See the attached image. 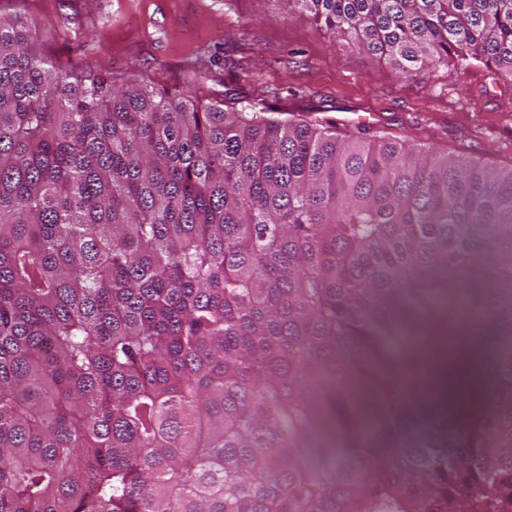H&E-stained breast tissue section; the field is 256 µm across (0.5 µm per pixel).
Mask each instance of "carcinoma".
<instances>
[{"label": "carcinoma", "instance_id": "obj_1", "mask_svg": "<svg viewBox=\"0 0 512 512\" xmlns=\"http://www.w3.org/2000/svg\"><path fill=\"white\" fill-rule=\"evenodd\" d=\"M512 81V0H284ZM0 18V512H512V169L61 67ZM492 332L454 408L397 379ZM339 444L303 460L321 416Z\"/></svg>", "mask_w": 512, "mask_h": 512}]
</instances>
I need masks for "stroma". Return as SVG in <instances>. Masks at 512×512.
I'll return each mask as SVG.
<instances>
[{
	"label": "stroma",
	"mask_w": 512,
	"mask_h": 512,
	"mask_svg": "<svg viewBox=\"0 0 512 512\" xmlns=\"http://www.w3.org/2000/svg\"><path fill=\"white\" fill-rule=\"evenodd\" d=\"M58 65L91 63L117 83L242 99L364 140L397 138L512 166V81L455 63L402 75L284 0H0ZM372 112V128L354 123Z\"/></svg>",
	"instance_id": "obj_1"
}]
</instances>
